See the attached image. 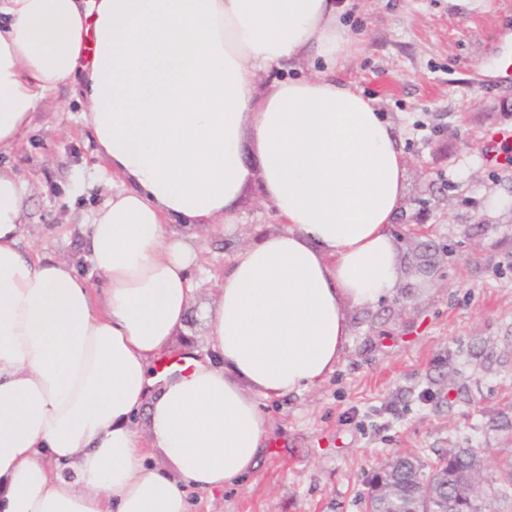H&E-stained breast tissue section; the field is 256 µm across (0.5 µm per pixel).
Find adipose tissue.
I'll use <instances>...</instances> for the list:
<instances>
[{
  "mask_svg": "<svg viewBox=\"0 0 512 512\" xmlns=\"http://www.w3.org/2000/svg\"><path fill=\"white\" fill-rule=\"evenodd\" d=\"M349 0H0V150L79 83L112 195L86 273L25 254L28 186L0 168V512H189L241 481L259 402L313 389L351 308L397 285L393 125L337 73ZM310 58L317 70L295 74ZM281 77L270 93L261 75ZM278 230L241 247L189 325L198 255L178 224H234L248 186Z\"/></svg>",
  "mask_w": 512,
  "mask_h": 512,
  "instance_id": "1",
  "label": "adipose tissue"
}]
</instances>
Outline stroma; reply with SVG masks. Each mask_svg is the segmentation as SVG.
I'll return each instance as SVG.
<instances>
[{
	"label": "stroma",
	"instance_id": "35a3bbf8",
	"mask_svg": "<svg viewBox=\"0 0 512 512\" xmlns=\"http://www.w3.org/2000/svg\"><path fill=\"white\" fill-rule=\"evenodd\" d=\"M342 21L361 39L339 76L394 124L406 195L389 231L401 259L390 297L349 310L332 373L300 395L262 401L270 438L240 483L189 491L190 512H367L372 475L393 455L433 465L448 448L512 457V165L490 166L485 135L512 127V82L497 80L512 0H355ZM76 85L48 94L31 128L0 153L29 189L32 254L85 271L76 225L112 194ZM255 191L230 229L179 231L198 249L190 323L236 250L276 228Z\"/></svg>",
	"mask_w": 512,
	"mask_h": 512
}]
</instances>
